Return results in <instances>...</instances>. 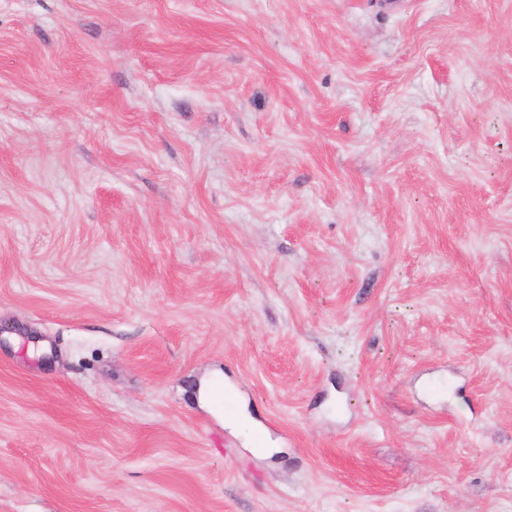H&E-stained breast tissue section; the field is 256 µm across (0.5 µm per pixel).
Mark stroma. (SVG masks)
Instances as JSON below:
<instances>
[{"instance_id": "35a3bbf8", "label": "stroma", "mask_w": 512, "mask_h": 512, "mask_svg": "<svg viewBox=\"0 0 512 512\" xmlns=\"http://www.w3.org/2000/svg\"><path fill=\"white\" fill-rule=\"evenodd\" d=\"M0 512H512V0H0Z\"/></svg>"}]
</instances>
